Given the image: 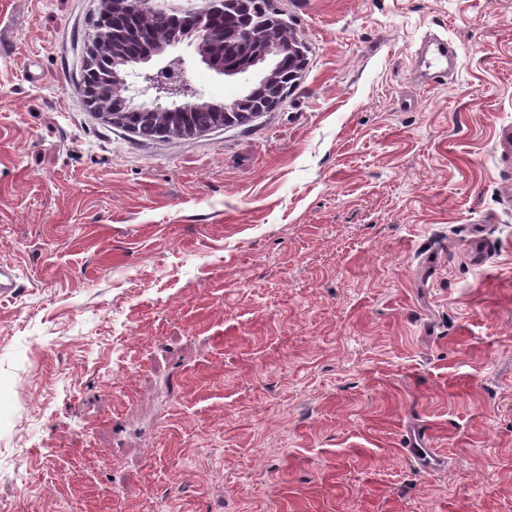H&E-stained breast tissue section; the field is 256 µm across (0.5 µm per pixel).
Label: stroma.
<instances>
[{"mask_svg": "<svg viewBox=\"0 0 512 512\" xmlns=\"http://www.w3.org/2000/svg\"><path fill=\"white\" fill-rule=\"evenodd\" d=\"M97 4L0 0V512H512V0H278L286 103L173 143L77 93ZM420 61L418 62V77L424 81H442L447 79L456 66V52L447 39L429 33L422 40L417 51Z\"/></svg>", "mask_w": 512, "mask_h": 512, "instance_id": "1", "label": "stroma"}]
</instances>
